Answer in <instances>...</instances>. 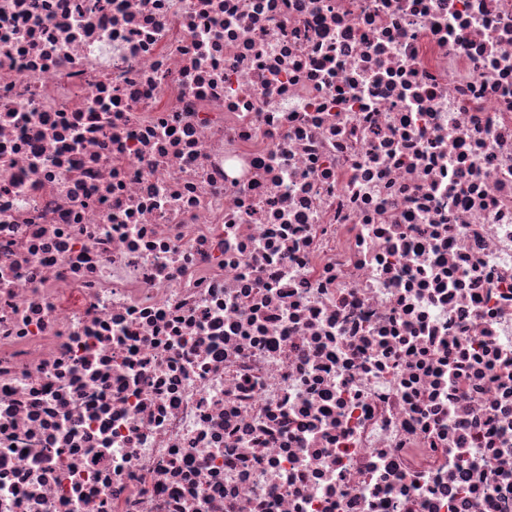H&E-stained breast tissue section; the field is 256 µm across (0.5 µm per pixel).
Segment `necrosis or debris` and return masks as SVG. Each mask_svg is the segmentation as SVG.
Returning <instances> with one entry per match:
<instances>
[{
	"instance_id": "1",
	"label": "necrosis or debris",
	"mask_w": 512,
	"mask_h": 512,
	"mask_svg": "<svg viewBox=\"0 0 512 512\" xmlns=\"http://www.w3.org/2000/svg\"><path fill=\"white\" fill-rule=\"evenodd\" d=\"M0 512H512V0H0Z\"/></svg>"
}]
</instances>
